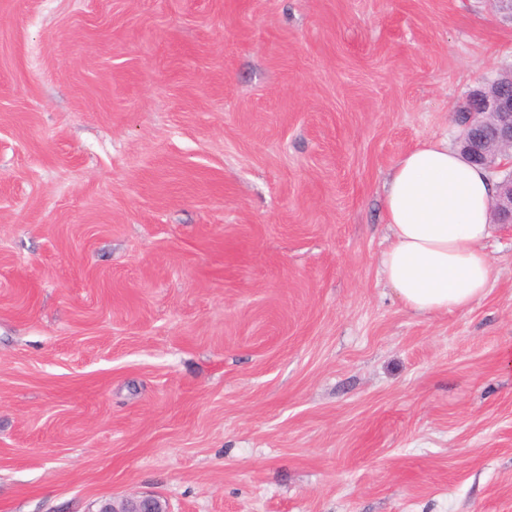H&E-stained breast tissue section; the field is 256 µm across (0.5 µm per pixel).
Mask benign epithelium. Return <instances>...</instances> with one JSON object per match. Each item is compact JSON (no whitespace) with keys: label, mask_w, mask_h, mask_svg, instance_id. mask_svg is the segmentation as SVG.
I'll return each mask as SVG.
<instances>
[{"label":"benign epithelium","mask_w":512,"mask_h":512,"mask_svg":"<svg viewBox=\"0 0 512 512\" xmlns=\"http://www.w3.org/2000/svg\"><path fill=\"white\" fill-rule=\"evenodd\" d=\"M494 89L481 86L467 100V120L459 140L460 154L496 172L501 165L493 161L512 156V84L493 82ZM493 216L499 224H512V176L499 185ZM97 512H168L166 503L156 496L128 497L120 502L105 500Z\"/></svg>","instance_id":"7a95c632"}]
</instances>
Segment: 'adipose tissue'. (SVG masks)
Returning a JSON list of instances; mask_svg holds the SVG:
<instances>
[{
    "mask_svg": "<svg viewBox=\"0 0 512 512\" xmlns=\"http://www.w3.org/2000/svg\"><path fill=\"white\" fill-rule=\"evenodd\" d=\"M495 191L488 171L444 140L424 141L400 157L386 190L390 244L379 263L408 309L452 312L486 296L493 266L482 244L491 234Z\"/></svg>",
    "mask_w": 512,
    "mask_h": 512,
    "instance_id": "obj_1",
    "label": "adipose tissue"
}]
</instances>
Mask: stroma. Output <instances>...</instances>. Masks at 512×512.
<instances>
[{"instance_id": "obj_1", "label": "stroma", "mask_w": 512, "mask_h": 512, "mask_svg": "<svg viewBox=\"0 0 512 512\" xmlns=\"http://www.w3.org/2000/svg\"><path fill=\"white\" fill-rule=\"evenodd\" d=\"M509 71L496 0H0V512H512V226L466 309L379 265ZM97 512H168L166 503L156 496L128 497L116 503L104 500Z\"/></svg>"}]
</instances>
